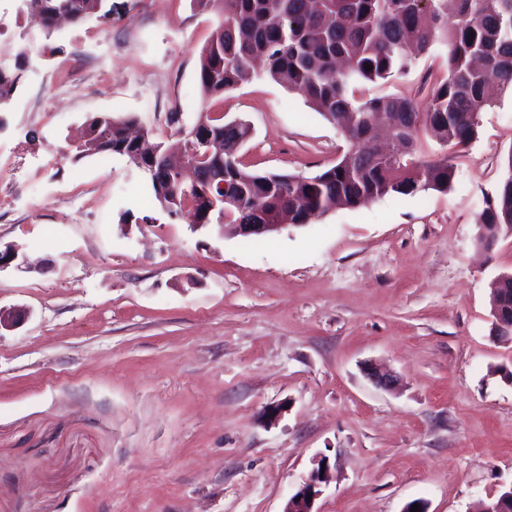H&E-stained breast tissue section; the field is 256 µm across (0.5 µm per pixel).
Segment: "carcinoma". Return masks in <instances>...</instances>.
Listing matches in <instances>:
<instances>
[{"instance_id": "obj_1", "label": "carcinoma", "mask_w": 512, "mask_h": 512, "mask_svg": "<svg viewBox=\"0 0 512 512\" xmlns=\"http://www.w3.org/2000/svg\"><path fill=\"white\" fill-rule=\"evenodd\" d=\"M107 0H23L33 21L51 32L61 17L73 24L112 19ZM196 10L215 12L218 24L199 54V84L209 98L249 81L254 62L263 74L337 125L349 148L332 167L314 175L258 174L245 169L234 144L245 143L251 125L224 123V113L206 117L214 138L212 155L224 154L226 187L187 185L173 160L206 164L207 148L179 131L166 141L142 131L139 143L122 138L131 116L104 115L91 125L88 140L72 144L74 158L116 154L132 164L149 155L165 168L157 187L144 171L146 187L173 216L189 209L202 224H307L336 206H356L386 195H415L453 188L448 159L422 160L420 136L452 148L466 147L479 133V115L512 93V0H192ZM445 50L443 72L426 70L416 98L410 94L371 95L370 83L407 72L419 57ZM344 66L337 67L338 61ZM372 69H366V65ZM20 75L0 71V109L16 91ZM392 119L387 134L403 148L397 157L380 151L372 133L377 116ZM216 199L211 208L201 193ZM478 243L489 247L512 233V151L495 191L477 214ZM506 324L512 323V280L493 289Z\"/></svg>"}]
</instances>
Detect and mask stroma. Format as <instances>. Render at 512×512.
<instances>
[{
	"mask_svg": "<svg viewBox=\"0 0 512 512\" xmlns=\"http://www.w3.org/2000/svg\"><path fill=\"white\" fill-rule=\"evenodd\" d=\"M91 20L0 41L38 48L1 115L0 172L31 186L0 216V512H283L319 456V512H475L512 483V343L492 334L490 286L512 235L478 248L476 215L512 153V98L447 156L454 187L337 208L268 238L191 230L119 155L72 161L101 115L161 137L205 105L199 53L217 24L191 0H110ZM97 75L66 112L42 79ZM252 127L241 162L315 175L347 144L303 98L256 78L209 105ZM41 205H34L33 197ZM396 373L386 391L367 362ZM280 415L266 420L269 407Z\"/></svg>",
	"mask_w": 512,
	"mask_h": 512,
	"instance_id": "obj_1",
	"label": "stroma"
}]
</instances>
